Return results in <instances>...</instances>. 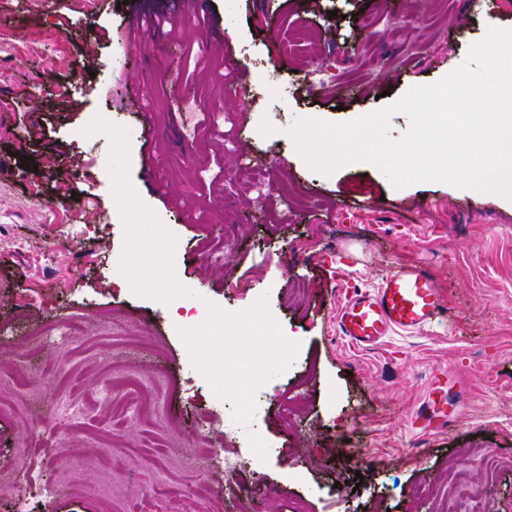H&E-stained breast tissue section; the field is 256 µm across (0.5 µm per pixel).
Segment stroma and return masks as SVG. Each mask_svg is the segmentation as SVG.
Here are the masks:
<instances>
[{"instance_id":"35a3bbf8","label":"stroma","mask_w":512,"mask_h":512,"mask_svg":"<svg viewBox=\"0 0 512 512\" xmlns=\"http://www.w3.org/2000/svg\"><path fill=\"white\" fill-rule=\"evenodd\" d=\"M489 7L205 0L230 31L224 52L199 50L193 25L128 47L123 0H0V361L32 375L55 366L24 422L0 417V479L27 459L41 512H289L298 497L306 512H440L412 489L453 465L489 484L483 512H512V200L434 181L396 188L367 161L324 175L287 134L297 119L351 122L438 81L489 27L512 29V0ZM362 15L377 22L371 48ZM323 59L337 78L311 86ZM146 108L161 131L149 147ZM205 112L223 137L200 130ZM403 263L431 269L447 315L351 347L338 304ZM74 317L82 336L61 335ZM126 368L165 373L163 422L130 418ZM72 385L92 405L80 431L50 413ZM107 388L109 409L96 404ZM436 388L447 426L413 427ZM116 423L115 456L167 444L178 494L147 458L112 477L91 467ZM203 430L248 468L201 471ZM477 448L495 472L474 462Z\"/></svg>"}]
</instances>
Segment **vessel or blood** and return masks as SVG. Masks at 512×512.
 <instances>
[{"label": "vessel or blood", "mask_w": 512, "mask_h": 512, "mask_svg": "<svg viewBox=\"0 0 512 512\" xmlns=\"http://www.w3.org/2000/svg\"><path fill=\"white\" fill-rule=\"evenodd\" d=\"M444 311L441 290L429 269L422 264H402L377 288L346 297L336 320L351 345L370 349L392 333L423 328Z\"/></svg>", "instance_id": "b4317fda"}]
</instances>
